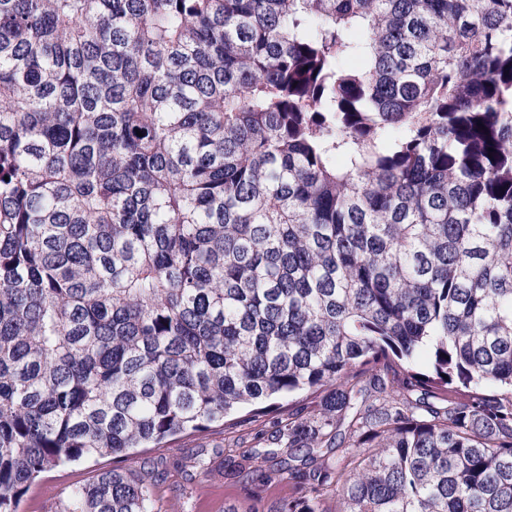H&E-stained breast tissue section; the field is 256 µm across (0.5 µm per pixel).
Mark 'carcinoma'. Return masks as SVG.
I'll return each instance as SVG.
<instances>
[{
  "mask_svg": "<svg viewBox=\"0 0 512 512\" xmlns=\"http://www.w3.org/2000/svg\"><path fill=\"white\" fill-rule=\"evenodd\" d=\"M245 406L272 512H512V0H0V512Z\"/></svg>",
  "mask_w": 512,
  "mask_h": 512,
  "instance_id": "obj_1",
  "label": "carcinoma"
}]
</instances>
